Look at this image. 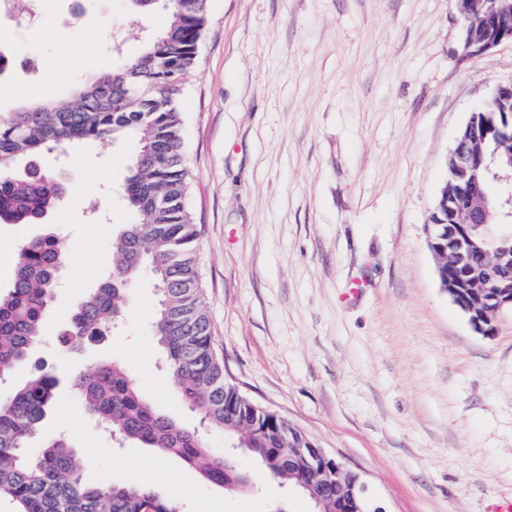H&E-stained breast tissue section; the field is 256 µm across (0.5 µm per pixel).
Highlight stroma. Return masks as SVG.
Wrapping results in <instances>:
<instances>
[{
	"instance_id": "stroma-1",
	"label": "stroma",
	"mask_w": 512,
	"mask_h": 512,
	"mask_svg": "<svg viewBox=\"0 0 512 512\" xmlns=\"http://www.w3.org/2000/svg\"><path fill=\"white\" fill-rule=\"evenodd\" d=\"M0 17V53L35 73L0 113L62 102L75 82L141 50L160 17L128 0H35ZM512 82V42L463 56L454 0H207L185 86L188 205L224 377L365 481L386 512H492L512 500V312L474 330L443 292L425 226L445 159L472 112ZM127 145L44 153L71 191L55 232L69 254L32 362L55 374L42 441L72 439L88 482L138 483L179 512H312L238 454L229 491L175 457L116 444L69 385L101 360L188 430L199 416L162 368L149 274L123 324L78 352L56 346L72 307L108 269ZM86 185L85 194L73 186Z\"/></svg>"
}]
</instances>
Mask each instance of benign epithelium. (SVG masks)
Instances as JSON below:
<instances>
[{
    "mask_svg": "<svg viewBox=\"0 0 512 512\" xmlns=\"http://www.w3.org/2000/svg\"><path fill=\"white\" fill-rule=\"evenodd\" d=\"M464 30L463 50L467 53L487 51L500 43L512 41V32L503 28L512 16V0H493L481 20V34L472 33L474 25L471 0H456ZM472 124L458 134L455 146L447 157L449 180L427 225V244L437 261L441 288L463 312L478 332L491 336L496 330V319L505 309L512 311V245L499 240H512L504 231L482 240L475 235L476 228L488 224L487 197L480 189L490 178L512 186V172L500 175L494 172L495 157L482 148H469ZM470 199L467 219L457 215L462 195ZM487 249H482V245ZM484 250L486 262L480 268L469 265V256ZM288 462L295 468L300 487L319 499V491L336 490V512H386L374 503L361 476L349 471L322 448L305 447L301 442L288 449Z\"/></svg>",
    "mask_w": 512,
    "mask_h": 512,
    "instance_id": "7a95c632",
    "label": "benign epithelium"
}]
</instances>
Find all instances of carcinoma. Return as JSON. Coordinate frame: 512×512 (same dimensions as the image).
<instances>
[{
  "instance_id": "obj_1",
  "label": "carcinoma",
  "mask_w": 512,
  "mask_h": 512,
  "mask_svg": "<svg viewBox=\"0 0 512 512\" xmlns=\"http://www.w3.org/2000/svg\"><path fill=\"white\" fill-rule=\"evenodd\" d=\"M143 14L161 13L162 28L142 36L140 54L111 71L74 85L68 101L35 103L0 114V220L40 224L44 231L19 251L12 286L0 295V377L26 362L43 341L46 314L67 259L63 240L47 223L66 201L65 188L44 172L29 178L11 166L42 150L66 151L77 143L128 140L132 152L122 199L133 222L120 224L112 263L79 301L59 340L64 352L106 335L125 316L130 290L147 269L158 308L152 324L165 366L181 399L208 428L236 438L237 447L283 485L288 440L270 410L224 378L197 263L198 231L188 206L192 173L183 156L184 121L179 101L195 65L206 25V0H132ZM500 120L490 101L474 113L477 135ZM492 221L512 227V198H490ZM71 388L85 412L109 432L160 455L181 459L207 481L228 490L250 483L208 448L203 435L174 423L130 381L125 368L107 361L73 376ZM55 379L37 369L0 399V499L17 512H177L174 503L141 484L85 480L74 443L60 436L35 449L39 426L55 400Z\"/></svg>"
}]
</instances>
